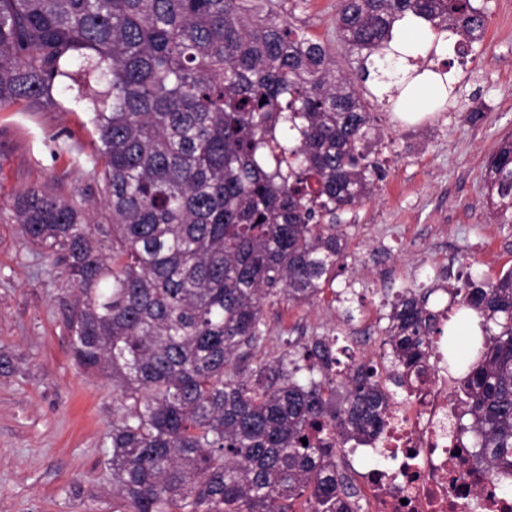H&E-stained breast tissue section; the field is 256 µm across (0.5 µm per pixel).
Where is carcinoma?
I'll list each match as a JSON object with an SVG mask.
<instances>
[{"label": "carcinoma", "instance_id": "obj_1", "mask_svg": "<svg viewBox=\"0 0 512 512\" xmlns=\"http://www.w3.org/2000/svg\"><path fill=\"white\" fill-rule=\"evenodd\" d=\"M286 4L0 0V107L79 108L98 136L101 215L44 185L17 195L13 218L74 284L76 361L112 380V512H286L305 494L311 512H355L336 449L381 429L389 395L371 364L331 375L328 336L246 362L270 299L313 304L336 279L340 213L383 178L369 58L409 13L456 35L463 58L488 16L482 0H338L357 87ZM484 180L511 224V140ZM428 298L385 303L400 386L426 373L441 332ZM458 304L483 318L459 383L492 481L512 469V270L469 281Z\"/></svg>", "mask_w": 512, "mask_h": 512}]
</instances>
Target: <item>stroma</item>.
Wrapping results in <instances>:
<instances>
[{
	"mask_svg": "<svg viewBox=\"0 0 512 512\" xmlns=\"http://www.w3.org/2000/svg\"><path fill=\"white\" fill-rule=\"evenodd\" d=\"M485 2V38L452 69L451 107L410 122L372 103L385 177L370 201L342 213L346 258L321 301L265 306L266 339L254 361L313 336L336 338L343 361L374 352L387 324L386 295L425 292L435 311L455 288L457 269L491 280L512 270V224L490 218L484 181L488 158L512 137V0ZM337 3L298 0L293 21L327 43L349 75ZM477 107L483 121L465 122ZM94 140L89 113L0 108V361L9 363L0 370V512H112V382L74 362L62 305L73 285L25 244L12 212L28 187L90 193Z\"/></svg>",
	"mask_w": 512,
	"mask_h": 512,
	"instance_id": "1",
	"label": "stroma"
}]
</instances>
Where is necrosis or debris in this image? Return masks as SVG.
<instances>
[{"label": "necrosis or debris", "instance_id": "1", "mask_svg": "<svg viewBox=\"0 0 512 512\" xmlns=\"http://www.w3.org/2000/svg\"><path fill=\"white\" fill-rule=\"evenodd\" d=\"M431 368L390 400L376 437L351 443L370 462L354 478L364 512H512V475L485 480L473 457L477 435L455 426L461 404L447 338L435 339Z\"/></svg>", "mask_w": 512, "mask_h": 512}]
</instances>
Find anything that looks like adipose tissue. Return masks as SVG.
Masks as SVG:
<instances>
[{"instance_id":"adipose-tissue-1","label":"adipose tissue","mask_w":512,"mask_h":512,"mask_svg":"<svg viewBox=\"0 0 512 512\" xmlns=\"http://www.w3.org/2000/svg\"><path fill=\"white\" fill-rule=\"evenodd\" d=\"M435 50L437 55L448 51L445 34L434 33L420 19L409 16L399 21L387 50V59L393 60L396 69L386 90L397 92V104L406 114H413V104L424 101L425 105H434L436 100H447L448 92L439 75L431 71H418L416 65L409 63L408 57L416 48Z\"/></svg>"}]
</instances>
